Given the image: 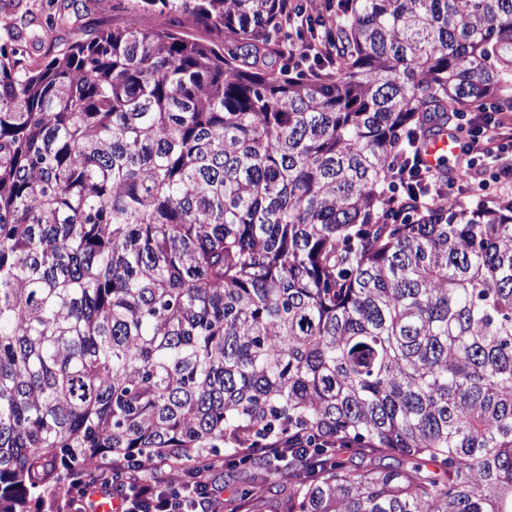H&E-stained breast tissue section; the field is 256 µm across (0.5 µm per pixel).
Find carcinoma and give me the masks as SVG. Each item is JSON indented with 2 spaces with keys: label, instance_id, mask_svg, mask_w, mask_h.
Here are the masks:
<instances>
[{
  "label": "carcinoma",
  "instance_id": "carcinoma-1",
  "mask_svg": "<svg viewBox=\"0 0 512 512\" xmlns=\"http://www.w3.org/2000/svg\"><path fill=\"white\" fill-rule=\"evenodd\" d=\"M283 4L0 43V512L295 433L369 460L286 512H512V200L383 193L409 133L512 102V0H349L315 74L268 65ZM18 40V44L26 51L27 55H30L33 60H41L48 54L51 55L67 47L70 43V33L64 31L55 32L52 38L38 45L32 44L23 38Z\"/></svg>",
  "mask_w": 512,
  "mask_h": 512
}]
</instances>
